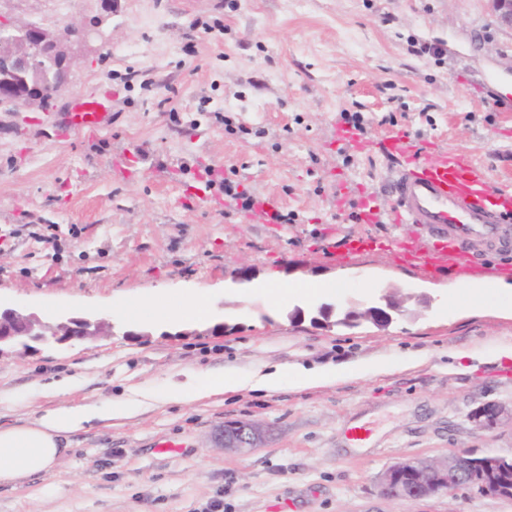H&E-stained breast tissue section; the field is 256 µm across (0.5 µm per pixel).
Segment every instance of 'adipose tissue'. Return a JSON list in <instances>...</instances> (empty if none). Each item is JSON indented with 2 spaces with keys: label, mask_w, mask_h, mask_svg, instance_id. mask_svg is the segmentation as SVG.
Masks as SVG:
<instances>
[{
  "label": "adipose tissue",
  "mask_w": 512,
  "mask_h": 512,
  "mask_svg": "<svg viewBox=\"0 0 512 512\" xmlns=\"http://www.w3.org/2000/svg\"><path fill=\"white\" fill-rule=\"evenodd\" d=\"M282 383L283 374L278 369L247 376L193 371L188 373L186 381L165 387L156 399L165 404L188 405L247 387L274 392ZM147 401L143 395L110 398L95 404H71L21 424L0 427V485L12 486L21 479L54 470L65 453L62 445L65 435L95 421L132 417Z\"/></svg>",
  "instance_id": "ef3b65f1"
}]
</instances>
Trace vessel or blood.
I'll return each instance as SVG.
<instances>
[{"label":"vessel or blood","instance_id":"1","mask_svg":"<svg viewBox=\"0 0 512 512\" xmlns=\"http://www.w3.org/2000/svg\"><path fill=\"white\" fill-rule=\"evenodd\" d=\"M110 93L82 95L62 118L69 130L94 132L109 124ZM384 150L400 159L393 184L397 198L392 220L427 228L424 238L382 241L372 237L353 240L348 255L390 250L401 261L430 274L448 266L465 268L473 263L472 245L481 242L492 250L512 248V189L502 188L500 201L487 205L483 172L461 155L436 153L432 144H411L401 135L383 140ZM278 214L274 197L258 195L248 210L257 224H272Z\"/></svg>","mask_w":512,"mask_h":512}]
</instances>
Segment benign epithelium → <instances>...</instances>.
<instances>
[{"instance_id": "obj_1", "label": "benign epithelium", "mask_w": 512, "mask_h": 512, "mask_svg": "<svg viewBox=\"0 0 512 512\" xmlns=\"http://www.w3.org/2000/svg\"><path fill=\"white\" fill-rule=\"evenodd\" d=\"M499 22L512 28V0H492ZM85 33L83 42L92 41L96 27L84 21H73L66 28V37L61 39L48 29L33 22L15 21L0 23V50L15 61V70L10 74L0 73V104L13 109L42 107V94L15 95L17 79L31 75L40 77L37 59L48 57L70 70L77 60L76 42L72 31ZM105 323L88 318L71 317L54 326L44 324L34 313H23L16 309L0 311V346L10 345L18 339L35 336L39 339L49 332L53 336L87 338L95 336ZM505 411L496 403L487 402L474 409L469 420L477 430L494 429L503 422ZM265 429L250 421H229L218 428L213 436L214 445L239 455H247L260 447ZM474 452L467 449L451 450L443 459L429 461L410 459L388 467L378 478V496L384 500L420 501L438 495L453 494L458 488L467 486L479 494L512 501V483L502 477L504 468L512 460V454L489 452L480 467L471 466Z\"/></svg>"}]
</instances>
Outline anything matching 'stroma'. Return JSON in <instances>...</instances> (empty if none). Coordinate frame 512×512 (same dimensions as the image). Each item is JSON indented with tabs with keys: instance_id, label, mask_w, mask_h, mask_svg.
Returning a JSON list of instances; mask_svg holds the SVG:
<instances>
[{
	"instance_id": "1",
	"label": "stroma",
	"mask_w": 512,
	"mask_h": 512,
	"mask_svg": "<svg viewBox=\"0 0 512 512\" xmlns=\"http://www.w3.org/2000/svg\"><path fill=\"white\" fill-rule=\"evenodd\" d=\"M0 16L58 34L97 25L44 109L0 108V309L49 324L88 316L102 333L67 342L17 341L0 353V427L70 401L155 394L187 371L280 368V390L244 389L69 434L57 471L0 488V512H512V502L462 488L423 501L377 495L406 459L453 449L512 451V424L468 420L478 406L512 407V253L480 250V280L506 285L469 299L470 274L425 275L389 251L337 261L348 240L417 235L413 224H360L355 202L395 205L384 182L397 163L378 142L466 155L490 190L512 186V30L491 0H0ZM111 89L112 122L62 131L76 95ZM364 130L342 141L348 117ZM249 194L273 193L284 224H251L206 170ZM254 271L237 282L241 267ZM337 281L331 294L273 306L259 283ZM205 297L212 321L148 316L127 306L161 293ZM403 298L380 327L297 322L294 307L336 314ZM379 360L380 374L302 388L297 367ZM75 378L72 394L44 385ZM269 427L240 457L213 429ZM170 450H162V443Z\"/></svg>"
}]
</instances>
